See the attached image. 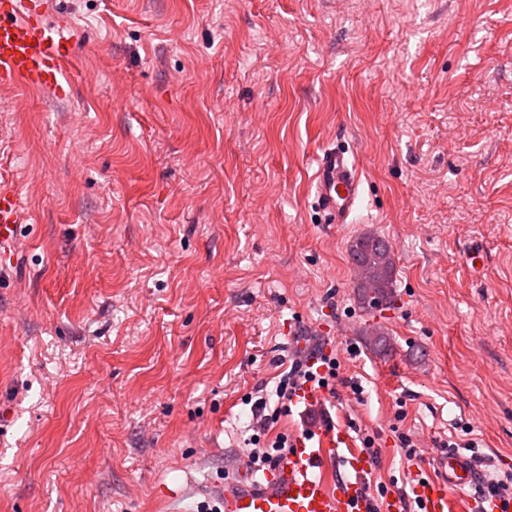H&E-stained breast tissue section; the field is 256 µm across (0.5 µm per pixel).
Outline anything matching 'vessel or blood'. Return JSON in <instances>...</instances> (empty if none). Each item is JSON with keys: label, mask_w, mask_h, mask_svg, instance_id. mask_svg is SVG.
Wrapping results in <instances>:
<instances>
[{"label": "vessel or blood", "mask_w": 512, "mask_h": 512, "mask_svg": "<svg viewBox=\"0 0 512 512\" xmlns=\"http://www.w3.org/2000/svg\"><path fill=\"white\" fill-rule=\"evenodd\" d=\"M77 43L76 32L50 24L33 0H0V88H60ZM314 168V196L325 223H350L363 191L356 154L326 147ZM23 221L18 193L0 184V266L16 258ZM370 466L344 430L327 429L313 439L300 435L263 474L244 467L226 481L224 512H372L374 502L356 480ZM437 469L434 480L412 476V490L426 512H457L456 490L479 487L480 472L454 451L438 458Z\"/></svg>", "instance_id": "1"}]
</instances>
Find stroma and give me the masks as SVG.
Segmentation results:
<instances>
[{
    "label": "stroma",
    "mask_w": 512,
    "mask_h": 512,
    "mask_svg": "<svg viewBox=\"0 0 512 512\" xmlns=\"http://www.w3.org/2000/svg\"><path fill=\"white\" fill-rule=\"evenodd\" d=\"M47 2L81 33L62 95L0 91L25 212L0 512H196L239 465L248 397L325 348L335 394L272 434L372 437L374 493L437 476L452 442L512 473V0ZM339 143L363 193L325 224L314 158ZM363 234L392 247L391 307L356 298Z\"/></svg>",
    "instance_id": "stroma-1"
}]
</instances>
